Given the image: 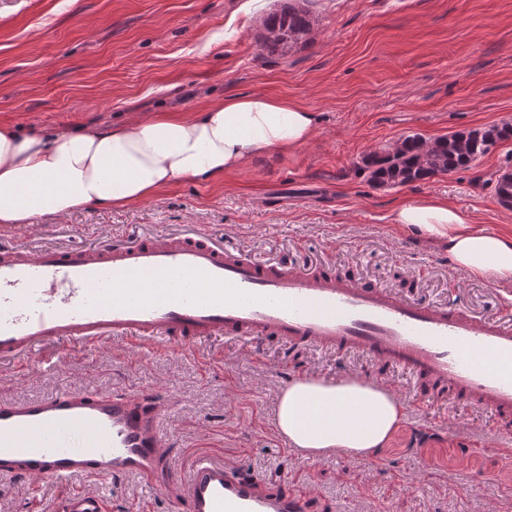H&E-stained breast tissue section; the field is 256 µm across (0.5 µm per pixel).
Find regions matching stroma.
I'll return each mask as SVG.
<instances>
[{
    "instance_id": "obj_1",
    "label": "stroma",
    "mask_w": 512,
    "mask_h": 512,
    "mask_svg": "<svg viewBox=\"0 0 512 512\" xmlns=\"http://www.w3.org/2000/svg\"><path fill=\"white\" fill-rule=\"evenodd\" d=\"M285 7L0 0V124L73 133L161 110L192 114L228 94L286 97L318 119L308 143L257 155L216 183L177 182L127 209L81 208L1 229L0 246L163 237L201 224L256 261L333 268L366 287L506 315L511 288L457 268L441 245L392 223L391 211L440 197L474 228L512 233V209L493 191L512 170V140L468 170L398 188L372 185L362 160L406 135L434 140L512 123V0H296L316 20L312 40L272 56L260 48L263 21ZM304 373L391 388L405 416L385 448L316 460L290 449L275 412L289 379ZM63 389L164 400L179 473L201 452L239 461L249 476L302 497L305 512H512V426L463 403L416 404L412 378L360 354L226 339L144 356L108 340L52 367H0V400ZM74 485L100 492L104 512H171L164 490L132 477ZM58 494L52 484L0 479V512H51Z\"/></svg>"
}]
</instances>
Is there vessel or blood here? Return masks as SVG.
Masks as SVG:
<instances>
[{
    "instance_id": "b4317fda",
    "label": "vessel or blood",
    "mask_w": 512,
    "mask_h": 512,
    "mask_svg": "<svg viewBox=\"0 0 512 512\" xmlns=\"http://www.w3.org/2000/svg\"><path fill=\"white\" fill-rule=\"evenodd\" d=\"M224 338L360 353L406 371L429 394L512 422L511 319L366 288L337 270L246 260L201 225L133 243L0 247V366L110 339L151 354ZM163 415L162 405L97 391L1 400L0 476L54 484L131 476L164 489L173 512H304L301 498L263 488L235 461L201 454L178 474ZM54 512H103V498L70 490Z\"/></svg>"
}]
</instances>
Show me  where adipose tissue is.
<instances>
[{
	"label": "adipose tissue",
	"instance_id": "ef3b65f1",
	"mask_svg": "<svg viewBox=\"0 0 512 512\" xmlns=\"http://www.w3.org/2000/svg\"><path fill=\"white\" fill-rule=\"evenodd\" d=\"M314 112L266 95H230L204 112H153L106 129L51 136L0 125V224L62 218L91 206L125 209L186 180L210 184L259 153L307 143ZM391 221L437 240L457 268L512 284V236L470 228L457 207L423 198L394 207ZM403 419L392 390L354 376H300L278 401L276 428L311 458L384 448Z\"/></svg>",
	"mask_w": 512,
	"mask_h": 512
}]
</instances>
